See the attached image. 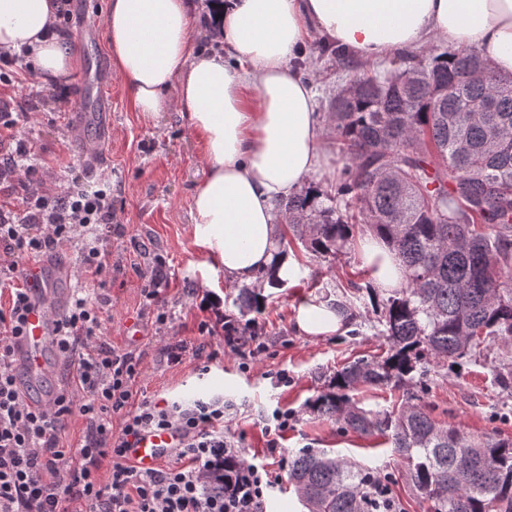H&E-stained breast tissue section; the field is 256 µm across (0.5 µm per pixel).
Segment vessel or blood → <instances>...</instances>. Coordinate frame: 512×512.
<instances>
[{
	"mask_svg": "<svg viewBox=\"0 0 512 512\" xmlns=\"http://www.w3.org/2000/svg\"><path fill=\"white\" fill-rule=\"evenodd\" d=\"M112 74L101 63H92L79 82V98L71 114L73 137L80 154H101L105 140L112 137V98L108 93ZM30 288L31 299L23 333L16 340L15 357L23 373L22 389L31 392L40 380L51 373L47 353L53 349L57 328L66 315L69 291L59 289L58 280L70 279L68 265L47 262L31 263L22 268ZM180 442L171 430L142 434L130 448L131 458L143 468H151L165 458Z\"/></svg>",
	"mask_w": 512,
	"mask_h": 512,
	"instance_id": "b4317fda",
	"label": "vessel or blood"
}]
</instances>
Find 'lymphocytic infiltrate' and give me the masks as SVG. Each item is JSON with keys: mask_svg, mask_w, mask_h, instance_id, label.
<instances>
[{"mask_svg": "<svg viewBox=\"0 0 512 512\" xmlns=\"http://www.w3.org/2000/svg\"><path fill=\"white\" fill-rule=\"evenodd\" d=\"M112 225V195L72 181L63 194H30L20 220L0 210V288L10 292L0 307V512H264L267 492L279 474L249 459L224 436L233 406L221 396L191 403L159 404L138 396L141 356L101 342L107 298L80 288L74 293L56 340L76 382L40 408L24 403L17 387L15 339L28 307V288L13 284L20 260L34 259L66 245L78 248V275L101 278L110 254L96 238ZM195 345L166 343L159 354L170 365L191 358L209 373L224 347V311L219 298L203 292ZM84 427L76 449L65 448L60 433L67 417ZM173 430L181 437L175 463L143 469L128 450L141 433ZM234 463L225 478V463Z\"/></svg>", "mask_w": 512, "mask_h": 512, "instance_id": "obj_1", "label": "lymphocytic infiltrate"}]
</instances>
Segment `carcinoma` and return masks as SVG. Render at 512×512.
Segmentation results:
<instances>
[{
    "label": "carcinoma",
    "instance_id": "obj_1",
    "mask_svg": "<svg viewBox=\"0 0 512 512\" xmlns=\"http://www.w3.org/2000/svg\"><path fill=\"white\" fill-rule=\"evenodd\" d=\"M410 61L405 72L369 69L346 82L330 101L342 169L326 188L310 179L278 203L279 223L312 254L345 255L366 230L405 270L385 296L352 280L322 293L351 336L361 334L354 300H369L387 349L336 371L334 391L312 409L342 431L390 441L428 512H512V441L442 426L422 404L426 361L452 367L512 344V75L474 49ZM261 300L256 287L236 298L244 313ZM361 385L412 392L366 410L349 395ZM380 483L326 450L288 461L309 512H379Z\"/></svg>",
    "mask_w": 512,
    "mask_h": 512
}]
</instances>
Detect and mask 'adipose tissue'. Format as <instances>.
Masks as SVG:
<instances>
[{
	"label": "adipose tissue",
	"mask_w": 512,
	"mask_h": 512,
	"mask_svg": "<svg viewBox=\"0 0 512 512\" xmlns=\"http://www.w3.org/2000/svg\"><path fill=\"white\" fill-rule=\"evenodd\" d=\"M63 0H0V50L33 49L31 74L67 91L75 69L57 25ZM206 17L210 45L192 31ZM113 72L144 119L178 112L203 145L205 176L192 196L195 245L226 277L256 284L297 266L281 255L275 200L298 193L322 162L315 92L292 61L325 37L351 56L381 60L438 37L477 44L512 74V0H110L105 21ZM372 285L400 287L402 268L374 236L362 243Z\"/></svg>",
	"instance_id": "obj_1"
}]
</instances>
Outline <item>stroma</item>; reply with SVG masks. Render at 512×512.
<instances>
[{
    "mask_svg": "<svg viewBox=\"0 0 512 512\" xmlns=\"http://www.w3.org/2000/svg\"><path fill=\"white\" fill-rule=\"evenodd\" d=\"M85 19L96 22L97 42L92 50L81 48L73 5H66L58 27L71 40L78 67H85L89 53L108 56L104 23L108 0H84ZM322 37L307 45L300 72L315 80V110L327 122L329 103L353 70L369 68L366 60L337 63L323 56ZM10 81L0 84V99L11 104L17 131L27 140L41 164L34 185L39 193L54 195L64 190L74 175L92 176L93 170L78 156L72 139L68 113L74 93L54 92L31 82L26 68L9 67ZM112 147L105 160L112 184V222L103 245L112 252V269L105 277L103 292L112 302L104 313L103 339L111 346L142 355L138 391L156 399L191 401L213 395L224 396L235 405V413L224 425V435L248 457L280 470L281 463L302 448L331 449L350 457L379 475L388 477L391 498L399 512H427V505L412 487L406 467L391 444L378 436L341 432L336 424L310 412L309 402L326 392L337 369L355 358L382 353L386 344L372 327L379 315L372 307L360 308L361 335L304 336L294 328L299 309L317 302L314 282L335 283L337 269L354 273L365 270L359 248L336 259L311 255L299 242H291L286 253L299 268L296 280L267 291L264 306L255 320L263 348L257 352L225 348L210 373L202 375L197 362L186 359L177 366L161 362L163 337L193 343L203 314L191 291H210L224 301L226 319L241 315L235 304L239 287L225 278L216 262L194 244L191 199L205 170L199 138L178 113L167 112L147 121L135 112L120 81H113ZM165 257L168 283L162 292L174 319V328L163 333L154 323L153 308L142 297L143 277L155 255ZM139 319L143 334L129 342L123 334L127 318ZM512 365V344L496 345L487 361L463 359L453 369L430 365V391L424 403L438 422L460 427L468 433H487L512 440V393L500 391L491 382V364ZM287 381H280V374ZM292 412L293 420L280 450L268 453L266 430L274 410Z\"/></svg>",
    "mask_w": 512,
    "mask_h": 512,
    "instance_id": "obj_1",
    "label": "stroma"
}]
</instances>
